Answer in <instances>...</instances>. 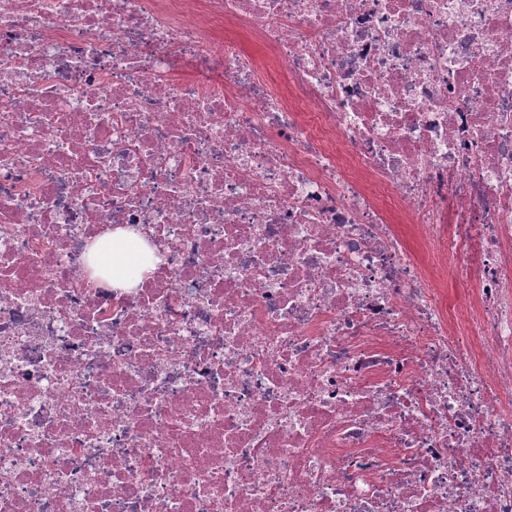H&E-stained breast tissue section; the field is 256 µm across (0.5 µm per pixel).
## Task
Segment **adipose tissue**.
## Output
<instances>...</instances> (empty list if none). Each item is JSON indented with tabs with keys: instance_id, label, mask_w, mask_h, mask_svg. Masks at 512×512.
<instances>
[{
	"instance_id": "adipose-tissue-1",
	"label": "adipose tissue",
	"mask_w": 512,
	"mask_h": 512,
	"mask_svg": "<svg viewBox=\"0 0 512 512\" xmlns=\"http://www.w3.org/2000/svg\"><path fill=\"white\" fill-rule=\"evenodd\" d=\"M148 251L143 238L118 230L99 239L91 248L89 258L96 270L108 271L113 281L129 288L137 284L141 272L146 270L144 255Z\"/></svg>"
}]
</instances>
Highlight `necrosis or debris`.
Wrapping results in <instances>:
<instances>
[{"instance_id":"4bbe7bcc","label":"necrosis or debris","mask_w":512,"mask_h":512,"mask_svg":"<svg viewBox=\"0 0 512 512\" xmlns=\"http://www.w3.org/2000/svg\"><path fill=\"white\" fill-rule=\"evenodd\" d=\"M0 512H512V0H0ZM414 225L415 224H399L401 231L406 235L411 245L415 249H420L421 253H419V255L425 261L429 275L443 283V295L447 304L458 308L464 306L468 301V296L472 295L471 288L466 287L462 281L449 276L445 268L431 260L426 249L421 248L414 238ZM145 253L152 254L147 242L132 232L116 230L97 241L90 250V263L97 270H106L114 281L130 288L137 284L140 273L147 268Z\"/></svg>"}]
</instances>
